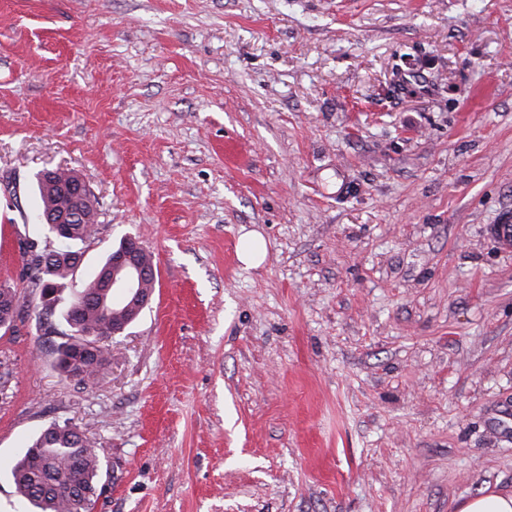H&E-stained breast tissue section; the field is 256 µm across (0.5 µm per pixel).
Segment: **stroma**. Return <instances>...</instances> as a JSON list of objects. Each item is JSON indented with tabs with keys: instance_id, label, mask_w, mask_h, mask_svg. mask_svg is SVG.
<instances>
[{
	"instance_id": "1",
	"label": "stroma",
	"mask_w": 512,
	"mask_h": 512,
	"mask_svg": "<svg viewBox=\"0 0 512 512\" xmlns=\"http://www.w3.org/2000/svg\"><path fill=\"white\" fill-rule=\"evenodd\" d=\"M55 168L95 197L86 269L129 235L158 283L88 388L21 288L0 512L53 421L97 443L92 512L512 492V0H0V282Z\"/></svg>"
}]
</instances>
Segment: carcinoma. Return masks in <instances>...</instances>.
Segmentation results:
<instances>
[{
  "label": "carcinoma",
  "mask_w": 512,
  "mask_h": 512,
  "mask_svg": "<svg viewBox=\"0 0 512 512\" xmlns=\"http://www.w3.org/2000/svg\"><path fill=\"white\" fill-rule=\"evenodd\" d=\"M78 179L68 170L49 178L40 174L35 188L41 205L37 216L49 218L69 209L70 199L62 186ZM97 209H87L68 233L59 236L50 224L45 235L19 239L21 256L28 268L29 287L38 297L54 295L62 301L67 288L79 286L71 300L48 316H58L69 328L56 346V366L66 379L83 387L99 383L104 365L112 357L106 344L112 321L125 313L128 323L138 319L134 310H125L106 295L104 272L112 259L107 253L99 270L77 278V262L83 260L82 244L96 233ZM21 296L15 288H0V330L13 329L19 318ZM102 461L96 445L77 427L51 423L36 432L11 468V478L30 512H91L98 495Z\"/></svg>",
  "instance_id": "carcinoma-1"
}]
</instances>
